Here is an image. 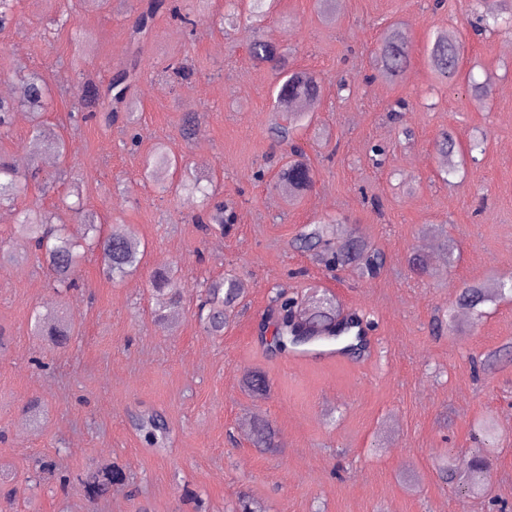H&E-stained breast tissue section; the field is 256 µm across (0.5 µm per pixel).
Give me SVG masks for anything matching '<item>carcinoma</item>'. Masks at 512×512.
Masks as SVG:
<instances>
[{
  "label": "carcinoma",
  "instance_id": "obj_1",
  "mask_svg": "<svg viewBox=\"0 0 512 512\" xmlns=\"http://www.w3.org/2000/svg\"><path fill=\"white\" fill-rule=\"evenodd\" d=\"M250 23L243 26L249 32L247 49L253 62L260 67H267L276 75L274 91L276 93L273 111L278 113L269 128L272 139L283 146L287 161L277 174L276 186L285 193L286 201L299 200L314 184V172L309 163L304 147L296 141L295 130L308 113L314 111L321 97V81L310 72L296 71L290 68L288 57L282 54L277 45L257 35L256 21L265 19L269 13L262 10L265 0H252ZM185 24L193 23L182 14L179 5L170 0H146L136 11L130 37L139 41L152 31L155 19L161 10ZM478 31L512 28V0H496L495 8L478 16ZM465 42L458 36L438 31L428 49V63L436 81H463L475 97L489 94L491 78L477 82L462 71L465 54ZM409 48L399 30L391 28L379 38L372 52L374 69L378 76L394 82L404 72L409 61ZM138 75V65H133L110 77L104 90H99L85 80L83 92L92 91L109 108L105 120L116 123L122 118L131 119L136 108V98L131 94V87ZM5 77L17 84L16 94L0 97V130L10 127L14 113L20 109L30 112L34 124L30 130L32 139L61 156L70 151L69 145L52 128L40 121V116L48 107L51 89L43 74L19 64L9 70H0V77ZM437 153L448 158L446 174L456 171L455 157L461 150L454 135L443 131L437 140ZM178 160L172 156L163 144H158L146 156L143 171L146 179L154 182L162 190L170 189L169 175L177 168ZM41 170L38 164H32L25 177H20L10 159L0 155V208L13 209V224L10 225L11 246L5 250L0 247V267L32 260L46 268L57 292L68 295L79 287L78 269L85 258L94 254L98 258L102 275L111 282L121 281L136 272L144 256L141 240L132 232L114 229L106 232L97 222V215L84 208L82 199L71 204H64L63 209L72 213L86 224V234L81 239L73 238L65 221L55 213L39 208H14L18 195L24 190L26 180L36 179ZM233 216L225 214L224 206L213 207L202 204L196 217L204 231L215 228L227 231ZM342 220L332 218L307 224L297 238L299 249L319 255L325 263L333 268L356 265L367 275L374 277L384 264L383 253L365 238L354 232L345 233L339 240L329 237L328 229L332 224ZM153 290L165 296V305L154 311V319L160 325L169 323L181 307L183 294L178 287L172 269H159L152 276ZM512 293V283L495 282L487 284H466L459 292L458 306L469 310L476 316L483 314L482 307L498 295ZM244 292L240 280L235 275H228L206 282L204 297L198 306L196 319L204 332L210 336L221 337L229 322L231 314L239 306ZM273 302L278 307L274 323V350L294 352L321 337L338 340L350 332V325L337 329L340 314L335 297L323 292L313 299L307 315L295 318L293 311L295 301L281 293L275 295ZM33 333L46 336L56 346L67 344L74 329L65 315L56 311H33ZM243 388L253 393L270 390L269 380L260 371L247 376ZM143 442L152 448L164 447L167 428L156 413L140 415L135 422ZM253 442L257 448L273 449L279 447L276 435L270 424L262 419L253 422ZM491 449H484V454L475 457L468 470L460 473L449 460L437 464L438 474L450 485L462 489H474L483 485L489 478L488 454ZM123 471L110 459L101 460L94 469L86 473L83 485L87 497L95 500L105 495L112 485L122 481Z\"/></svg>",
  "mask_w": 512,
  "mask_h": 512
}]
</instances>
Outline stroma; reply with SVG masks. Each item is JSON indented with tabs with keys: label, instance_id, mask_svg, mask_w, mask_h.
<instances>
[{
	"label": "stroma",
	"instance_id": "obj_1",
	"mask_svg": "<svg viewBox=\"0 0 512 512\" xmlns=\"http://www.w3.org/2000/svg\"><path fill=\"white\" fill-rule=\"evenodd\" d=\"M181 2L195 26L163 11L156 36L137 42L129 0H60L71 15L62 28L51 25L48 0H16L0 32L1 59L49 76L43 120L71 147L43 165L18 207L54 211L77 190L105 228L130 230L146 247L141 271L117 284L87 260L79 290L66 297L36 264L0 269V512H231L242 494L265 512H492V496L512 505V299L487 304L478 322L458 316V332L431 331L463 284L512 280V30L474 36L473 0H337L332 19L318 0H277L259 36L322 80L321 105L298 132L315 183L290 206L273 186L271 71L253 64L244 31L220 26L225 0ZM391 25L411 50L393 84L371 64ZM441 29L465 39L463 71L479 81L494 72L489 97L437 83L428 48ZM80 32L92 36L86 73L95 82L140 59L132 124L87 117L68 68ZM178 60L188 78L172 75ZM189 112L201 119L186 141ZM444 128L464 145L486 139L477 162L446 182L434 147ZM158 142L217 183L235 215L230 233L204 234L186 193L161 196L143 181L142 161ZM324 216L343 218L385 253L376 278L327 270L293 246ZM443 233L455 244L453 275L410 274V255H436ZM168 267L183 304L162 327L153 311L164 300L149 275ZM230 271L248 285L245 308L214 338L193 317L197 295L203 280ZM280 289L334 294L362 319L366 351L294 361L271 350L259 329L273 321ZM36 308L64 312L76 332L69 347L32 336ZM492 351L499 360L481 371ZM252 371L266 374V395L242 389ZM34 400L33 420L25 408ZM147 411L166 423L164 449L145 447L132 426ZM488 415L498 427L489 494L467 497L440 479L435 461L471 460L473 426ZM256 419L273 425L279 451L254 447ZM101 458L117 462L125 480L92 502L77 476Z\"/></svg>",
	"mask_w": 512,
	"mask_h": 512
}]
</instances>
